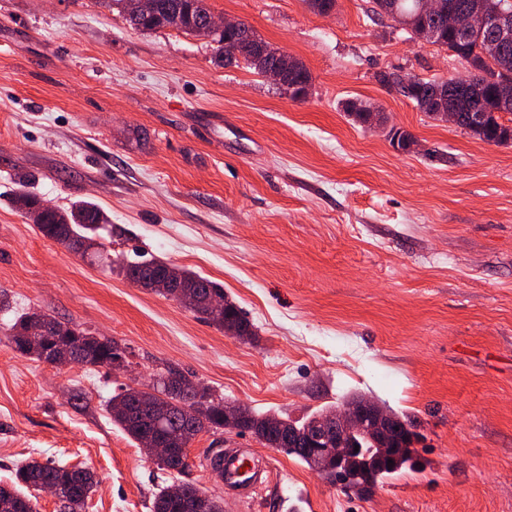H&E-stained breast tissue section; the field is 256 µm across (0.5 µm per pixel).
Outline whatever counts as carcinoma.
<instances>
[{
  "label": "carcinoma",
  "mask_w": 512,
  "mask_h": 512,
  "mask_svg": "<svg viewBox=\"0 0 512 512\" xmlns=\"http://www.w3.org/2000/svg\"><path fill=\"white\" fill-rule=\"evenodd\" d=\"M156 15L132 27L140 31H152L162 20L172 13L180 14L186 22L202 23L210 9L206 0H155ZM451 9L467 11L482 9L489 18H495L501 12L512 13V0H447ZM377 14L384 16L411 33L412 38L422 41L437 34L436 45L451 51L467 66L484 73L497 76L477 94L469 89L456 86L454 79L448 78V100L456 110L457 127L466 130L481 141L496 139L498 146H512V117L505 120L495 110V101L500 94V87L512 85V41L502 45L492 54L488 43L495 40L494 26L484 31L465 36L448 32L438 21H423L418 18L419 0H375ZM435 81H419L414 93L409 95L418 109L433 119H438V112L430 102L431 87ZM106 222L104 212L94 203L77 199L64 210H56L45 215L36 227L41 234L66 249L75 253H85L88 249L102 248L104 244L94 239L97 227ZM173 270L182 283L207 295L224 293V289L196 273L179 268L169 263L150 259L131 262L120 269L124 276L130 272L149 275ZM224 318L216 319L205 315L200 308L190 307L220 330L232 328L246 331L249 340L256 339V333L243 319L235 302L224 298ZM47 322L56 327L58 339L67 344L74 352L88 358L87 364L105 366L111 364L112 349L117 341L110 338L98 340L90 331L69 321H62L43 311H28L18 315L9 327L8 341L23 355L44 360L43 339L33 337L29 343L20 340L21 331L34 322ZM198 382L175 365L167 364L153 375L149 386L150 396L165 410L164 428L169 441L175 448H189L196 437L203 432H218L224 428L221 412L224 397L216 393L199 392ZM205 406L206 412L192 421L185 418L184 406L189 401ZM132 403L130 386L126 385L112 396L109 410L112 423L124 431L138 444H143L146 436L153 430V416L145 413L135 417L128 413ZM280 415L257 413L243 408V425L262 445L274 447V432L270 423L278 420ZM365 454H355L353 459L341 467V482L349 489L365 491L374 487L384 477L406 467L412 460V448H375L363 443ZM385 454L390 455L392 465L388 466L375 460ZM44 484H56L60 488V512H85L89 494L97 484L93 470L86 466L64 467L51 461L40 462L36 459L26 460L16 468L14 481L10 484L0 483V512H34L37 495L35 491ZM152 512H188L186 505L168 496L167 488H162L152 502Z\"/></svg>",
  "instance_id": "carcinoma-1"
}]
</instances>
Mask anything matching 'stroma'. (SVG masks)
Here are the masks:
<instances>
[{
    "label": "stroma",
    "mask_w": 512,
    "mask_h": 512,
    "mask_svg": "<svg viewBox=\"0 0 512 512\" xmlns=\"http://www.w3.org/2000/svg\"><path fill=\"white\" fill-rule=\"evenodd\" d=\"M304 62L293 103L213 42L141 32L101 0H0V481L27 458L90 467L86 512H151L171 477L113 424L121 384L178 366L226 400L299 419L353 396L417 419L415 464L369 494L236 430L201 433L181 479L224 512H512V146L429 118L382 74L450 78L372 0H207ZM379 106L369 129L342 110ZM419 151L400 153L390 129ZM81 197L109 217L110 260L154 257L220 284L258 335L43 237L12 202ZM38 309L130 349V375L54 366L7 341ZM248 448L282 476L228 492L208 449Z\"/></svg>",
    "instance_id": "1"
}]
</instances>
